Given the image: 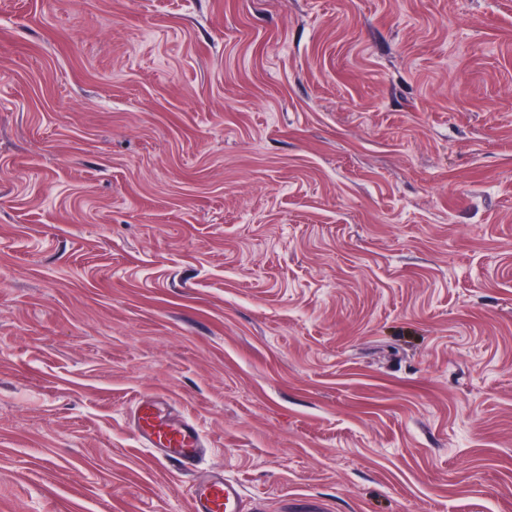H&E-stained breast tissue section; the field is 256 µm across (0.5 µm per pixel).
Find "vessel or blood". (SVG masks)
<instances>
[{"mask_svg":"<svg viewBox=\"0 0 512 512\" xmlns=\"http://www.w3.org/2000/svg\"><path fill=\"white\" fill-rule=\"evenodd\" d=\"M132 429L140 446L152 449L160 463L173 462L190 472L202 458L204 442L198 424L173 414L163 396L136 399ZM191 501L192 512H256L246 503L240 485L220 473L196 482Z\"/></svg>","mask_w":512,"mask_h":512,"instance_id":"vessel-or-blood-1","label":"vessel or blood"}]
</instances>
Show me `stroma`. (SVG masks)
I'll list each match as a JSON object with an SVG mask.
<instances>
[{
	"label": "stroma",
	"mask_w": 512,
	"mask_h": 512,
	"mask_svg": "<svg viewBox=\"0 0 512 512\" xmlns=\"http://www.w3.org/2000/svg\"><path fill=\"white\" fill-rule=\"evenodd\" d=\"M512 512V0H0V512ZM164 396L142 395L135 401L132 429L140 446L150 448L162 464L174 462L184 472L199 464L204 442L198 424L170 411ZM193 512H256L248 506L240 485L220 473H212L192 486Z\"/></svg>",
	"instance_id": "35a3bbf8"
}]
</instances>
